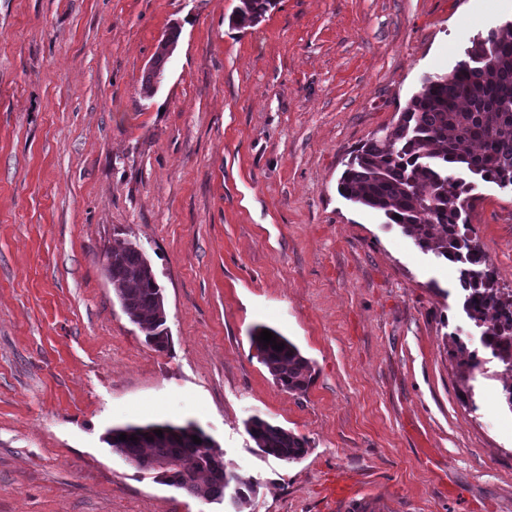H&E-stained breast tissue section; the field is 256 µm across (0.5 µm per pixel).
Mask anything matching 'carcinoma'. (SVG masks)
I'll list each match as a JSON object with an SVG mask.
<instances>
[{
    "mask_svg": "<svg viewBox=\"0 0 512 512\" xmlns=\"http://www.w3.org/2000/svg\"><path fill=\"white\" fill-rule=\"evenodd\" d=\"M275 0H239L230 21L244 30L256 25ZM169 57L155 58L141 91L150 98ZM512 188V22L478 35L447 74L423 78L397 122L382 129L352 156L339 193L354 206L397 224L415 245L458 270L466 291L463 310L483 329L486 344L502 364V390L512 407V291L498 286L493 269L472 237L463 214L471 208L476 183ZM106 269L118 287L124 313L145 334L156 351L171 345L162 288L140 246L128 242L110 248ZM264 327L251 333L260 362L284 391L304 394L313 383L310 361L286 337L271 330L282 350L258 340ZM463 359L465 379L477 362L459 334L451 336ZM259 450L284 461L304 458L309 441L258 415L245 422ZM162 431L157 436L155 431ZM127 439H119L120 434ZM201 439L193 442L192 436ZM104 442L141 471L186 494L209 502L230 499L232 512L248 505L251 483L228 471L212 439L192 422L185 425H126L108 430Z\"/></svg>",
    "mask_w": 512,
    "mask_h": 512,
    "instance_id": "carcinoma-1",
    "label": "carcinoma"
}]
</instances>
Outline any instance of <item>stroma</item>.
I'll return each mask as SVG.
<instances>
[{
	"instance_id": "stroma-1",
	"label": "stroma",
	"mask_w": 512,
	"mask_h": 512,
	"mask_svg": "<svg viewBox=\"0 0 512 512\" xmlns=\"http://www.w3.org/2000/svg\"><path fill=\"white\" fill-rule=\"evenodd\" d=\"M0 0V512H224L103 441L199 425L255 492L245 512H512V409L467 391L452 265L337 192L351 151L424 75L512 20L505 0ZM180 37L156 94L155 43ZM469 215L512 289V192ZM144 250L171 347L127 318L102 255ZM309 359L280 389L250 338ZM253 415L306 436L264 455ZM230 21L234 27L244 30L256 25L275 6L274 0H238Z\"/></svg>"
}]
</instances>
